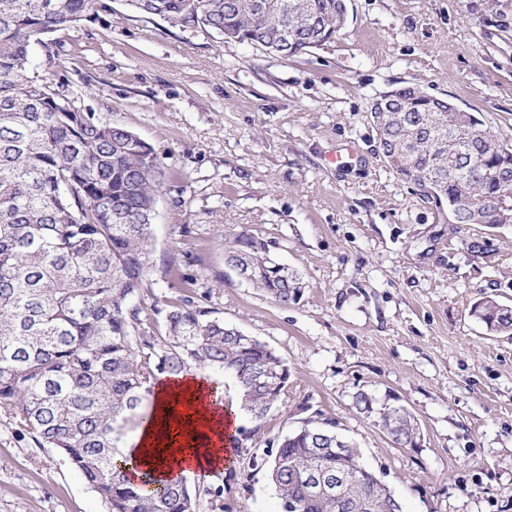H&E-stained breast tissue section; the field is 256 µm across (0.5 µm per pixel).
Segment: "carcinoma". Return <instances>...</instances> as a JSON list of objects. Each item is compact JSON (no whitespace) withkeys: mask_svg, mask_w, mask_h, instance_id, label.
<instances>
[{"mask_svg":"<svg viewBox=\"0 0 512 512\" xmlns=\"http://www.w3.org/2000/svg\"><path fill=\"white\" fill-rule=\"evenodd\" d=\"M138 12L182 28L272 50L288 21V56L336 36L339 0H129ZM100 0H0V408L62 453L108 512H199L221 487L187 480L139 481L116 457L125 427L141 424L159 376L193 367L231 377L239 408L257 424L288 390L291 368L265 342L188 300L165 311L155 335L133 301L148 270L160 160L134 132L81 111L29 76L30 46L92 18ZM373 123L383 155L453 224L498 225L512 214V145L473 112L413 87L389 91ZM224 263L254 271L251 285L288 306L301 293L295 272L275 275L269 245L240 234ZM470 316L488 334L512 335V307L492 296ZM379 428L401 448L421 431L402 405L380 409ZM330 425L308 424L277 440L268 465L281 512H339L310 477L347 474L343 493L372 512H402L392 491L364 468L358 451L338 456Z\"/></svg>","mask_w":512,"mask_h":512,"instance_id":"1","label":"carcinoma"}]
</instances>
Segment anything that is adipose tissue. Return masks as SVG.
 I'll use <instances>...</instances> for the list:
<instances>
[{"label":"adipose tissue","mask_w":512,"mask_h":512,"mask_svg":"<svg viewBox=\"0 0 512 512\" xmlns=\"http://www.w3.org/2000/svg\"><path fill=\"white\" fill-rule=\"evenodd\" d=\"M206 376L191 369L175 377H160L153 394L156 419L138 429L137 448L126 469L141 466L149 473L171 476V463L204 462L208 471L223 459L224 429L240 425V418L210 409L202 398Z\"/></svg>","instance_id":"adipose-tissue-1"}]
</instances>
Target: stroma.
<instances>
[{
    "label": "stroma",
    "mask_w": 512,
    "mask_h": 512,
    "mask_svg": "<svg viewBox=\"0 0 512 512\" xmlns=\"http://www.w3.org/2000/svg\"><path fill=\"white\" fill-rule=\"evenodd\" d=\"M32 43L31 66L95 118L130 129L164 176L151 264L134 301L162 324L188 299L286 358L292 377L221 472L224 512H279L266 463L278 436L332 421L404 512H512V338L470 316L512 306V224H452L388 166L372 102L416 86L512 144V0H347L345 26L283 57L106 0ZM245 233L296 270L281 306L224 264ZM403 405L423 434L395 445L358 391ZM0 512H106L55 450L0 410Z\"/></svg>",
    "instance_id": "stroma-1"
}]
</instances>
